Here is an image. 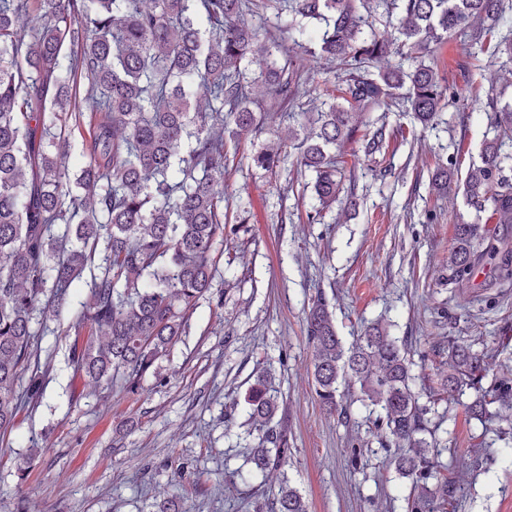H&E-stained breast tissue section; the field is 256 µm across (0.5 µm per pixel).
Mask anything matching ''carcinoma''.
Returning <instances> with one entry per match:
<instances>
[{
  "label": "carcinoma",
  "mask_w": 512,
  "mask_h": 512,
  "mask_svg": "<svg viewBox=\"0 0 512 512\" xmlns=\"http://www.w3.org/2000/svg\"><path fill=\"white\" fill-rule=\"evenodd\" d=\"M380 6L398 13L397 33L376 29ZM269 11L288 18L298 47L307 37L304 21L317 22L318 50L305 53L345 72L341 100L308 115L299 146L318 202L307 214L311 224L340 193L336 151L355 140L360 110L387 108L404 89L416 119L433 122L443 99L457 100L437 72L450 39L466 40L474 56L490 50L512 64V0H0V431L40 400L39 336L70 305L86 269L98 273L71 325L76 376L97 386L120 380L134 392L181 335L187 311L210 288L214 244L226 229L224 118L234 125L231 137L257 134L265 113L300 95L304 58H279L268 30L272 60L259 77L249 76L259 40L250 18ZM392 53L408 67L379 68ZM255 83L264 88L262 102L252 97ZM487 105L496 135L462 183L473 219L454 225L448 268L458 288L474 286L485 269L493 279L484 287L512 283V237L482 224L485 217L512 224V150H505L512 147V99L490 96ZM72 112L97 118L76 174L60 133ZM385 141L384 124L365 133L364 155L374 156ZM251 160L272 172L280 155L268 146ZM453 181L450 165L432 174L439 193ZM306 335L315 391L327 410H336L342 381L359 385L363 400L380 408L378 421L394 445L388 465L416 490L407 512H439L453 488L446 480L429 484L438 450L427 440V409L412 390L398 340L372 324L359 343L344 347L321 296L309 308ZM489 354L449 341L440 383L450 400L474 390L465 409L482 423L492 417L490 405L512 403V380L483 386ZM247 401L250 419L268 425L270 447L255 449L243 480L285 465L289 451L286 435L269 427L275 395L257 386ZM273 512H308L286 476Z\"/></svg>",
  "instance_id": "cac0c4a2"
}]
</instances>
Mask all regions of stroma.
<instances>
[{
    "mask_svg": "<svg viewBox=\"0 0 512 512\" xmlns=\"http://www.w3.org/2000/svg\"><path fill=\"white\" fill-rule=\"evenodd\" d=\"M307 67L296 112L314 111L343 86L327 60ZM438 72L459 105L442 107L428 127L403 102L365 113L364 122L401 134L371 159L360 142L344 146L343 190L320 223L307 219L313 199L298 171L299 121L274 112L262 133L227 143L228 230L215 249L217 271L138 392L74 378L66 330L78 304L48 321L41 403L0 433V512H157L170 500L184 512H270L284 478L310 512H407L412 484L388 466L385 431L358 388L340 386L336 413L315 393L305 317L319 296L345 346L374 322L404 343L420 405L445 415L436 441L457 451L441 471L458 489L444 512H512V405H491L494 417L482 423L464 408L472 392L457 404L437 397L453 338L493 348L487 381L512 378V288L449 285L454 226L469 213L458 190L431 185L438 164L452 163L462 177L478 162L494 136L486 94L511 97L512 71L453 39ZM268 144L285 157L273 174L251 162ZM259 379L278 399L272 424L290 454L284 470L244 482L239 474L265 435L245 400Z\"/></svg>",
    "mask_w": 512,
    "mask_h": 512,
    "instance_id": "obj_1",
    "label": "stroma"
}]
</instances>
